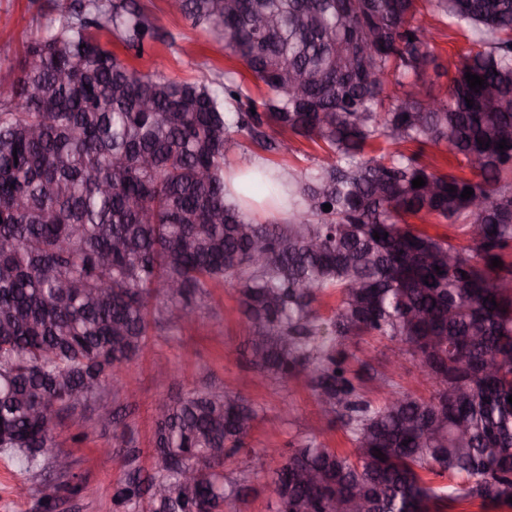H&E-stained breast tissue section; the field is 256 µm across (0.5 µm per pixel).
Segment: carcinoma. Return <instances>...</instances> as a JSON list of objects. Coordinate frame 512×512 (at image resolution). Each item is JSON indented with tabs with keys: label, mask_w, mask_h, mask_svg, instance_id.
I'll return each instance as SVG.
<instances>
[{
	"label": "carcinoma",
	"mask_w": 512,
	"mask_h": 512,
	"mask_svg": "<svg viewBox=\"0 0 512 512\" xmlns=\"http://www.w3.org/2000/svg\"><path fill=\"white\" fill-rule=\"evenodd\" d=\"M173 5L259 95L232 70L188 82L130 69L100 31L141 54L157 27L134 0L105 13L98 0H58L16 77L0 81V454L37 474L60 416L119 385V369L147 347L155 290L176 327L227 282L260 354L253 367L279 381L305 373L353 446L303 439L270 473L269 487L288 484L274 512L512 508V0ZM427 8L466 41L442 95L419 91L428 69L445 75L419 23ZM469 72L482 88H469ZM272 127L322 158L280 181L255 175L249 192L283 214L260 222L227 200L224 160L237 135L280 148ZM425 146L445 147L455 164L434 169ZM419 176L426 185L412 187ZM332 292L339 303L325 319L316 303ZM359 336L410 355L430 394L385 381L383 400L367 398L344 350ZM155 412L147 512H224L242 486L224 483L222 467L244 446L253 404L196 387ZM305 471L318 483L303 482ZM68 476L37 489L42 512L80 490ZM144 491L129 478L114 504L135 512Z\"/></svg>",
	"instance_id": "cac0c4a2"
}]
</instances>
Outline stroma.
<instances>
[{"mask_svg":"<svg viewBox=\"0 0 512 512\" xmlns=\"http://www.w3.org/2000/svg\"><path fill=\"white\" fill-rule=\"evenodd\" d=\"M139 2L163 34L143 55L126 50L111 30L101 33L103 43L138 72L158 70L177 80L200 82L239 70V63L217 52L210 35L173 11L169 0ZM53 3L0 0V20L8 23L0 33V77L12 76L16 57ZM320 157V150L303 140L289 139L287 148L268 152L242 136L227 153L225 168L240 170L257 161L282 174L313 166ZM244 323L237 289L228 283L212 286L204 320L171 330L151 317L148 345L124 366L122 387L105 389L101 398L79 404L60 420L53 450L69 456L81 488L64 494L57 512H122L112 501L114 487L131 473L145 480L155 471L154 403L193 387L240 393L258 410L245 447L224 465L226 479H248L241 499L226 512H271L267 475L306 436L309 426L317 427V438L325 445L351 453L352 444L340 422L322 413L306 375L289 377L282 384L253 368ZM346 351L361 391L373 400H381L386 380L418 395L431 390L411 359H397L393 344L364 336L348 341ZM112 410L119 412L125 425V442L119 448L107 419ZM38 484L37 478L20 474L10 459L0 455V512H41Z\"/></svg>","mask_w":512,"mask_h":512,"instance_id":"35a3bbf8","label":"stroma"}]
</instances>
